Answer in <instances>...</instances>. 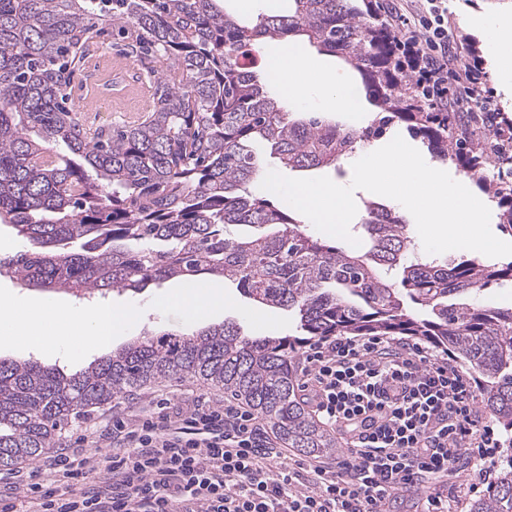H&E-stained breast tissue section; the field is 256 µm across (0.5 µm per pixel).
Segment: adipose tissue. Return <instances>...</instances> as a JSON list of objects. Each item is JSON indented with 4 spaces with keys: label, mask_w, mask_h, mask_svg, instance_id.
<instances>
[{
    "label": "adipose tissue",
    "mask_w": 512,
    "mask_h": 512,
    "mask_svg": "<svg viewBox=\"0 0 512 512\" xmlns=\"http://www.w3.org/2000/svg\"><path fill=\"white\" fill-rule=\"evenodd\" d=\"M269 66L284 94L298 102L317 97L330 109L358 118L362 105L350 84L308 57L292 42H282ZM139 318L137 309L111 305L64 304L52 296L31 302L0 299V344L24 342L36 353L70 355L77 348L111 343Z\"/></svg>",
    "instance_id": "1"
}]
</instances>
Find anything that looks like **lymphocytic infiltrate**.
Wrapping results in <instances>:
<instances>
[{"mask_svg":"<svg viewBox=\"0 0 512 512\" xmlns=\"http://www.w3.org/2000/svg\"><path fill=\"white\" fill-rule=\"evenodd\" d=\"M397 32L434 110L447 111L453 80L490 111L485 76L462 57L446 0H410ZM302 387L344 441L336 462L297 470L248 408L202 399L182 415L160 404L106 419L41 463L15 469V495L33 512H387L397 491L426 488L428 512H446L449 476L489 456L490 429L470 378L421 344L316 341ZM99 435L108 449L96 444Z\"/></svg>","mask_w":512,"mask_h":512,"instance_id":"1","label":"lymphocytic infiltrate"}]
</instances>
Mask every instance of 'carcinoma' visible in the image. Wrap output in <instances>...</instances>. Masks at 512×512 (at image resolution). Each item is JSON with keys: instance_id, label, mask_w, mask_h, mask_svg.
<instances>
[{"instance_id": "carcinoma-1", "label": "carcinoma", "mask_w": 512, "mask_h": 512, "mask_svg": "<svg viewBox=\"0 0 512 512\" xmlns=\"http://www.w3.org/2000/svg\"><path fill=\"white\" fill-rule=\"evenodd\" d=\"M290 2L249 28L218 0H0V219L42 248L8 263L16 278L75 297L222 279L298 320L295 335L254 337L226 321L138 337L69 375L0 359V470L37 459L69 419L115 395L184 376L247 405L288 447L331 454L336 442L298 396L295 358L333 336H410L451 353L512 434V308L483 300L491 285H512V263L440 264L375 202L359 224L364 249H347L249 191L261 146L290 170L334 168L380 132L340 128L318 112L291 118L288 100L257 74V47L305 37L341 58L386 118L497 202L511 231L512 135L486 112L429 107L378 0ZM103 24L140 63L171 60L134 126L89 128L67 108ZM493 158L509 165L497 181L484 176ZM235 225L257 234L233 237ZM467 509L512 512V452Z\"/></svg>"}]
</instances>
